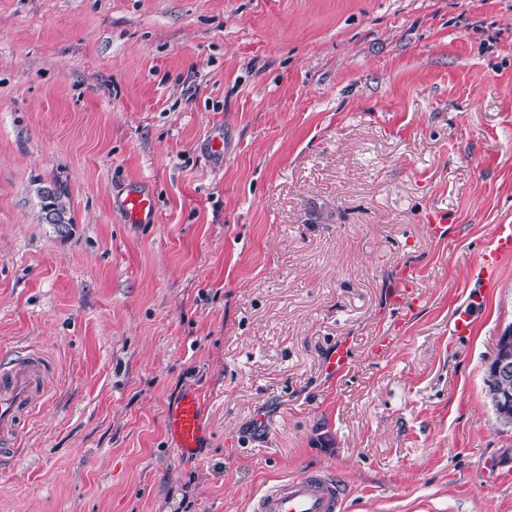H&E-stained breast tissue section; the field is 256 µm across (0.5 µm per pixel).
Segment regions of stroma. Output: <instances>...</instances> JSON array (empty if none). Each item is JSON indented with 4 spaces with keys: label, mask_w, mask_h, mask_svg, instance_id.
I'll use <instances>...</instances> for the list:
<instances>
[{
    "label": "stroma",
    "mask_w": 512,
    "mask_h": 512,
    "mask_svg": "<svg viewBox=\"0 0 512 512\" xmlns=\"http://www.w3.org/2000/svg\"><path fill=\"white\" fill-rule=\"evenodd\" d=\"M131 182L156 223L125 222ZM58 185L66 231L41 219ZM500 224L512 0H0V355L57 365L0 512H246L310 470L346 512H512L484 383L512 257L473 278ZM189 390L187 457L166 415ZM401 280L406 282L403 288H391L388 299L394 309L405 316L411 313L420 300L416 288H414L415 275L411 269L401 270ZM475 303L458 306L453 312L449 332L452 336L463 338L470 336L475 325ZM350 349L347 344L339 343L325 359V373L330 377L341 376L350 364Z\"/></svg>",
    "instance_id": "1"
}]
</instances>
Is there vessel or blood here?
Instances as JSON below:
<instances>
[{"mask_svg":"<svg viewBox=\"0 0 512 512\" xmlns=\"http://www.w3.org/2000/svg\"><path fill=\"white\" fill-rule=\"evenodd\" d=\"M121 205L133 224H145L155 218L152 196L141 186L133 185L121 197ZM512 256V224L497 225L492 248L483 254L473 270L477 281L493 280L503 258ZM405 285L391 289L390 304L401 314L411 313L420 297L413 285L412 270L402 269ZM475 325V306L466 304L455 309L449 331L453 336H470ZM351 360L347 344H338L325 360L327 375H342ZM49 359L37 350L25 348L8 361L0 363V457L15 454L19 439L34 412L35 399H48L49 388L44 376L50 370ZM200 400L185 394L169 416V425L180 442L182 453L193 454L200 435ZM346 495L332 474L315 471L300 477L279 480L257 494L249 512H345Z\"/></svg>","mask_w":512,"mask_h":512,"instance_id":"vessel-or-blood-1","label":"vessel or blood"}]
</instances>
